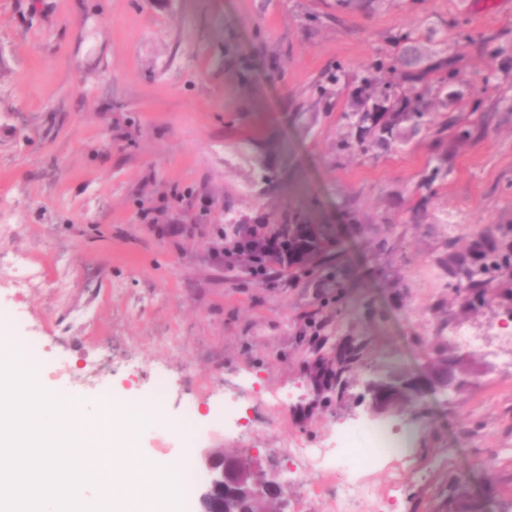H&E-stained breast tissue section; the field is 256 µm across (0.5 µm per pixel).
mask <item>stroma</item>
<instances>
[{"label":"stroma","instance_id":"1","mask_svg":"<svg viewBox=\"0 0 512 512\" xmlns=\"http://www.w3.org/2000/svg\"><path fill=\"white\" fill-rule=\"evenodd\" d=\"M427 28L455 39L461 108L388 152L339 151L355 135L350 98L314 111L323 72L363 69ZM507 98L512 0H0V263L21 256L41 273L13 296L0 278V319L35 365L68 364L47 387L156 403L165 421L141 429L144 454L196 473L204 447L252 452L288 512H333L323 489L336 476L295 483L287 449L370 416L369 381L408 382L414 401L387 418L411 427V458L398 504L376 512H512V371L450 337L512 334ZM291 209L340 225L348 252L262 281L247 255H225L237 224ZM349 343L354 367L337 372ZM456 357L463 382L440 397L430 382ZM159 370L169 394L148 379ZM234 377L247 389L228 436ZM283 388L294 403L273 400Z\"/></svg>","mask_w":512,"mask_h":512}]
</instances>
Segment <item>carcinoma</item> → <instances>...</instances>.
<instances>
[{
    "instance_id": "carcinoma-1",
    "label": "carcinoma",
    "mask_w": 512,
    "mask_h": 512,
    "mask_svg": "<svg viewBox=\"0 0 512 512\" xmlns=\"http://www.w3.org/2000/svg\"><path fill=\"white\" fill-rule=\"evenodd\" d=\"M460 84L456 58L448 40L434 39L416 30L403 34L397 52L376 56L361 71L338 63L324 73L316 85L315 110L328 111L331 99L350 92L349 124L356 128L355 140H345L341 150L360 153L384 151L408 124L415 132L427 124L428 114L455 105L460 94L448 97V90ZM300 219L290 216L275 225L272 232L288 236L292 249L275 254L268 261L291 273L316 270L334 254L327 247L333 226L315 225L307 236L298 233Z\"/></svg>"
}]
</instances>
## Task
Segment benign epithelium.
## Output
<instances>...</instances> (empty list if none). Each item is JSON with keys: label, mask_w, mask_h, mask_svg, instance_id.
I'll return each instance as SVG.
<instances>
[{"label": "benign epithelium", "mask_w": 512, "mask_h": 512, "mask_svg": "<svg viewBox=\"0 0 512 512\" xmlns=\"http://www.w3.org/2000/svg\"><path fill=\"white\" fill-rule=\"evenodd\" d=\"M462 379L458 377L457 365L448 364L436 377L435 386L443 394L454 391ZM374 394L372 411L386 412L393 403L410 398L398 392V384L376 380L368 383ZM200 466L206 472L205 484L196 492V512H224V498L228 496L248 497L258 501L276 499L281 488L273 475L259 477V467L251 457L227 456L222 448H205L200 454Z\"/></svg>", "instance_id": "obj_1"}]
</instances>
